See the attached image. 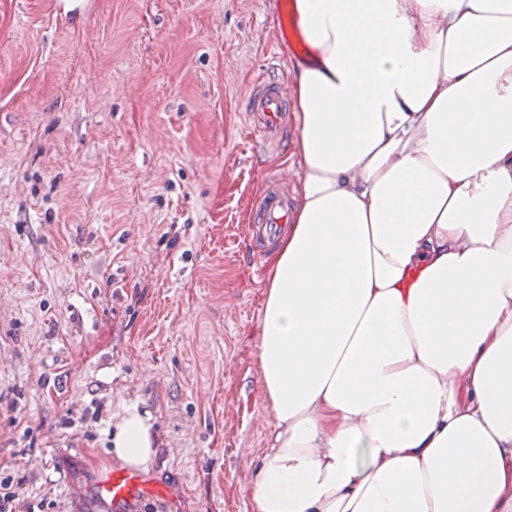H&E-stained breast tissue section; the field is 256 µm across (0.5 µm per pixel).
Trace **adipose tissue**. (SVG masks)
<instances>
[{"label": "adipose tissue", "instance_id": "obj_1", "mask_svg": "<svg viewBox=\"0 0 512 512\" xmlns=\"http://www.w3.org/2000/svg\"><path fill=\"white\" fill-rule=\"evenodd\" d=\"M257 512H512V0H295ZM111 455L153 462L149 414Z\"/></svg>", "mask_w": 512, "mask_h": 512}]
</instances>
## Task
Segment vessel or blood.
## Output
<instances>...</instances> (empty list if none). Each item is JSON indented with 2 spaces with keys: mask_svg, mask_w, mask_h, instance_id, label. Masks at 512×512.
<instances>
[{
  "mask_svg": "<svg viewBox=\"0 0 512 512\" xmlns=\"http://www.w3.org/2000/svg\"><path fill=\"white\" fill-rule=\"evenodd\" d=\"M294 4L282 0L279 17L282 43L297 41L298 33L293 24ZM287 110V100L274 77L257 78L247 97L246 119L250 132L263 143H273ZM256 216L249 234L256 249L262 250L275 240L278 230L288 223V200L279 183H271L268 193L258 201ZM91 494L99 512H138L143 501L158 499L169 501L170 496L153 479L133 470H116L97 481Z\"/></svg>",
  "mask_w": 512,
  "mask_h": 512,
  "instance_id": "obj_1",
  "label": "vessel or blood"
}]
</instances>
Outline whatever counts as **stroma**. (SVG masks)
<instances>
[{
  "label": "stroma",
  "instance_id": "obj_1",
  "mask_svg": "<svg viewBox=\"0 0 512 512\" xmlns=\"http://www.w3.org/2000/svg\"><path fill=\"white\" fill-rule=\"evenodd\" d=\"M279 0H0V477L13 512H92L121 405L149 413L159 512H255L274 424L266 272L246 231L298 131L245 97ZM48 510H41V503Z\"/></svg>",
  "mask_w": 512,
  "mask_h": 512
}]
</instances>
